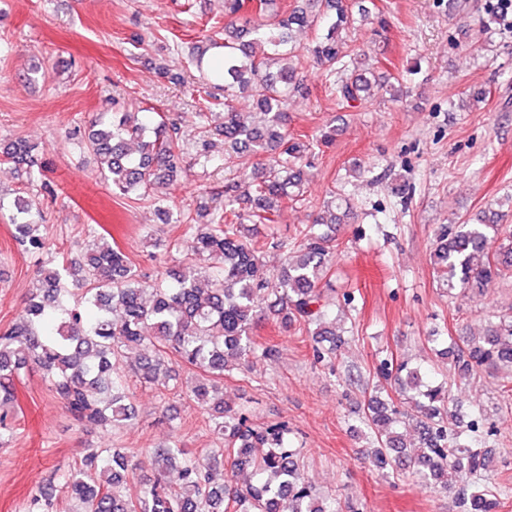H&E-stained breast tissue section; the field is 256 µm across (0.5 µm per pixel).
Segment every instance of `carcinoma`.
Segmentation results:
<instances>
[{"mask_svg": "<svg viewBox=\"0 0 512 512\" xmlns=\"http://www.w3.org/2000/svg\"><path fill=\"white\" fill-rule=\"evenodd\" d=\"M382 28L386 18L363 2L295 0L283 12L279 0H224V37L210 38L192 58L199 79L223 94L224 121L214 126L224 137V153H210L203 141V162H220L236 173L224 185L207 224H187L184 237L169 242L178 264L152 284L142 280L128 255L93 225L84 251L62 264L39 270L42 288L26 302L17 320L0 332V446L13 433L15 381L34 367L48 390L85 429L119 431L136 420L128 376L177 396L169 385L175 367L188 369L194 385L188 398L207 413V423L230 459V476L216 482L212 466L188 452L179 439L158 447L155 474L140 478L139 491L128 484L141 470L137 455L122 448H88L79 462L58 476L74 512H340L334 497H319L303 476L300 449L288 422L256 424L224 400V374L245 373L272 349L254 336L257 324L274 315L285 331L311 337L316 360L332 362L345 339L327 319L321 284L340 243L321 227L353 224L358 214L350 199L332 193L298 240L258 239V225L276 224L281 203L304 195L306 168L315 147L334 140L336 128L320 136L292 134L286 127L289 101L306 91L299 70L316 65L332 81L343 109H362L381 60L352 47V35L367 24ZM316 31L300 53L294 32ZM219 49L223 63L205 58ZM420 72L415 64L403 77L387 78L393 101L410 92ZM249 93L261 117L250 125L236 112L237 94ZM85 148L99 160L112 191L123 196L147 191L156 180H175L183 169L184 149L178 123L147 121L141 112H114L112 121L87 135ZM260 166L249 168L250 158ZM5 158L32 178V147L11 143ZM21 220L13 238L26 251H50L41 216L16 204ZM504 215L488 210L478 223L440 227L433 252L435 272L448 294L473 297L512 279V234L502 235ZM276 249L283 265L270 271L263 253ZM441 358L463 376L512 364V315L487 322L479 340L465 344L443 337ZM361 421L369 429L376 466L410 470L435 485H453L465 512H496L500 501L471 477L487 466L482 440H466L461 420L450 409L446 383L433 384L408 361L384 358L376 367ZM414 404L415 441L400 431L403 415L388 386ZM178 467L180 487L170 490L168 467Z\"/></svg>", "mask_w": 512, "mask_h": 512, "instance_id": "1", "label": "carcinoma"}]
</instances>
